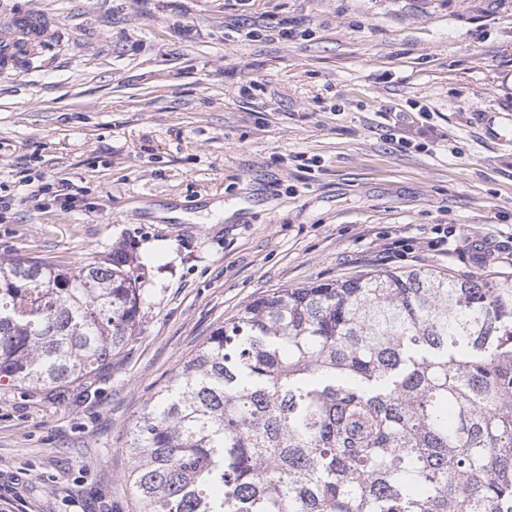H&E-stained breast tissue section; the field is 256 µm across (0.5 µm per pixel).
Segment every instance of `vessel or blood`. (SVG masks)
<instances>
[{
    "mask_svg": "<svg viewBox=\"0 0 512 512\" xmlns=\"http://www.w3.org/2000/svg\"><path fill=\"white\" fill-rule=\"evenodd\" d=\"M55 22L46 13L20 6L0 8V73L18 74L54 44Z\"/></svg>",
    "mask_w": 512,
    "mask_h": 512,
    "instance_id": "obj_1",
    "label": "vessel or blood"
}]
</instances>
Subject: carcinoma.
<instances>
[{"instance_id": "cac0c4a2", "label": "carcinoma", "mask_w": 512, "mask_h": 512, "mask_svg": "<svg viewBox=\"0 0 512 512\" xmlns=\"http://www.w3.org/2000/svg\"><path fill=\"white\" fill-rule=\"evenodd\" d=\"M121 249L0 259V379H91L140 330ZM138 512H512V272L279 288L217 328L129 429Z\"/></svg>"}]
</instances>
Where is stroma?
Returning <instances> with one entry per match:
<instances>
[{
  "label": "stroma",
  "mask_w": 512,
  "mask_h": 512,
  "mask_svg": "<svg viewBox=\"0 0 512 512\" xmlns=\"http://www.w3.org/2000/svg\"><path fill=\"white\" fill-rule=\"evenodd\" d=\"M21 2L58 38L0 74V258L121 247L144 304L95 383L0 382V512H136L132 421L274 289L482 274V246L512 272V0ZM43 174L78 188L73 208L26 201L21 178ZM438 224L455 230L444 256L426 247Z\"/></svg>",
  "instance_id": "1"
}]
</instances>
